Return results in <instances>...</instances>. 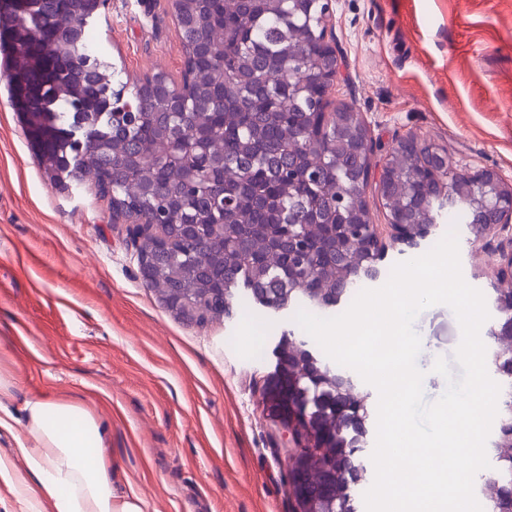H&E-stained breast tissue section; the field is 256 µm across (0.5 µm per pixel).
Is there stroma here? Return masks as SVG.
Instances as JSON below:
<instances>
[{
	"label": "stroma",
	"mask_w": 512,
	"mask_h": 512,
	"mask_svg": "<svg viewBox=\"0 0 512 512\" xmlns=\"http://www.w3.org/2000/svg\"><path fill=\"white\" fill-rule=\"evenodd\" d=\"M340 65L334 99L367 124L372 172L415 135L458 169L512 182V0H334ZM88 34L137 83L162 71L180 82L181 33L171 0H106ZM0 76V457L18 473L24 405L76 399L103 430L119 492L145 512H292L284 475L294 442L262 390L292 321L240 314L180 323L144 287L126 227L93 180L49 179ZM465 281L488 292L495 245L456 227ZM417 357L426 402L453 376L461 329L444 305L425 309Z\"/></svg>",
	"instance_id": "35a3bbf8"
}]
</instances>
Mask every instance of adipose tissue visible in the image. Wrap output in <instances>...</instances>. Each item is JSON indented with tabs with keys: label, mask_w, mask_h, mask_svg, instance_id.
Here are the masks:
<instances>
[{
	"label": "adipose tissue",
	"mask_w": 512,
	"mask_h": 512,
	"mask_svg": "<svg viewBox=\"0 0 512 512\" xmlns=\"http://www.w3.org/2000/svg\"><path fill=\"white\" fill-rule=\"evenodd\" d=\"M27 438L20 451L31 476L23 478L0 457V482L9 485L19 512H144L142 499L117 493L111 460L102 445L96 418L75 400L34 399L26 404Z\"/></svg>",
	"instance_id": "1"
}]
</instances>
